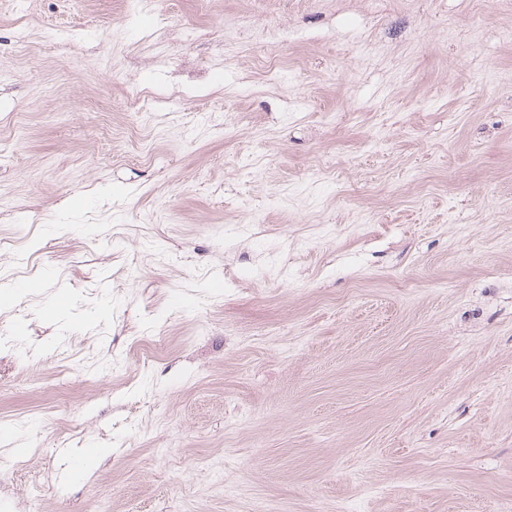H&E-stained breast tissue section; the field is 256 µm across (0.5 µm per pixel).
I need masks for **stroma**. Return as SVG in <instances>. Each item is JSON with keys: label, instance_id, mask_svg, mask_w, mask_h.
Here are the masks:
<instances>
[{"label": "stroma", "instance_id": "35a3bbf8", "mask_svg": "<svg viewBox=\"0 0 512 512\" xmlns=\"http://www.w3.org/2000/svg\"><path fill=\"white\" fill-rule=\"evenodd\" d=\"M510 31L0 0V512H512Z\"/></svg>", "mask_w": 512, "mask_h": 512}]
</instances>
